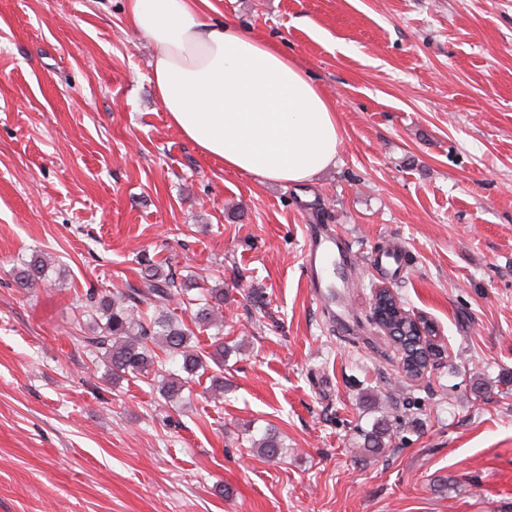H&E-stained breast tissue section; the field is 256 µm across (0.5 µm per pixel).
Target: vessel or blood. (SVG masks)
I'll return each instance as SVG.
<instances>
[{
    "instance_id": "1",
    "label": "vessel or blood",
    "mask_w": 512,
    "mask_h": 512,
    "mask_svg": "<svg viewBox=\"0 0 512 512\" xmlns=\"http://www.w3.org/2000/svg\"><path fill=\"white\" fill-rule=\"evenodd\" d=\"M304 276L309 287L315 289L348 285L347 248L323 225L306 227Z\"/></svg>"
}]
</instances>
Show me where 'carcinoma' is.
<instances>
[{
    "instance_id": "carcinoma-1",
    "label": "carcinoma",
    "mask_w": 512,
    "mask_h": 512,
    "mask_svg": "<svg viewBox=\"0 0 512 512\" xmlns=\"http://www.w3.org/2000/svg\"><path fill=\"white\" fill-rule=\"evenodd\" d=\"M47 269L46 261L34 255L17 269L16 282L22 288H31L45 279ZM87 300L102 322L95 323L92 335L74 337L75 344L104 362L112 382L152 373L159 378L163 396L170 402H179L186 386L202 376L211 362L218 372L210 376L209 389L224 393V321L219 318V309L224 306L223 288L187 283L153 265L145 269L140 287L118 288L110 295L92 290ZM175 301L194 307L191 321H184L170 310ZM212 328V351L206 352L200 347L197 331ZM391 340L401 354L402 368L409 373L418 372V363L407 356L413 351L411 337L398 335ZM162 352L180 358L179 372L164 373ZM253 448L274 459L282 454L283 443L276 433L267 432L253 442Z\"/></svg>"
}]
</instances>
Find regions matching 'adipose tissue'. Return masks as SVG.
Here are the masks:
<instances>
[{"instance_id":"1","label":"adipose tissue","mask_w":512,"mask_h":512,"mask_svg":"<svg viewBox=\"0 0 512 512\" xmlns=\"http://www.w3.org/2000/svg\"><path fill=\"white\" fill-rule=\"evenodd\" d=\"M209 0H128L153 47L170 124L226 169L302 184L334 164L336 105L276 43L206 13Z\"/></svg>"}]
</instances>
